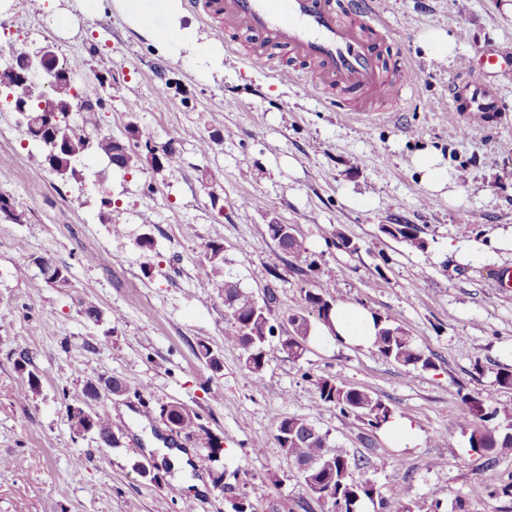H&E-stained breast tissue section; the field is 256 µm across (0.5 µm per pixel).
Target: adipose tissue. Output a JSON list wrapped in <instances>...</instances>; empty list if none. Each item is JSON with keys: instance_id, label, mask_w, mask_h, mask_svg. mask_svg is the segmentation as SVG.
<instances>
[{"instance_id": "1", "label": "adipose tissue", "mask_w": 512, "mask_h": 512, "mask_svg": "<svg viewBox=\"0 0 512 512\" xmlns=\"http://www.w3.org/2000/svg\"><path fill=\"white\" fill-rule=\"evenodd\" d=\"M56 33L64 38L74 36L78 16L108 8L116 11L125 24L155 42L163 55L171 60L206 58L220 64L223 50L219 44L203 40L197 30L184 24L186 14L182 0H50ZM160 17L161 28H154L148 17ZM330 330L343 343L364 349L372 348L376 327L370 312L362 307L340 302L330 315Z\"/></svg>"}]
</instances>
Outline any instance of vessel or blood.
<instances>
[{
  "mask_svg": "<svg viewBox=\"0 0 512 512\" xmlns=\"http://www.w3.org/2000/svg\"><path fill=\"white\" fill-rule=\"evenodd\" d=\"M206 17L220 18L225 33L259 35L248 56L277 75L292 73L270 57L272 45L285 47L296 63H314L322 85L340 89V111L350 103L365 107L403 99L413 77L403 57L385 69L379 46L386 40L370 0H186ZM454 111L488 122L503 109L497 90L483 82L461 79L448 89Z\"/></svg>",
  "mask_w": 512,
  "mask_h": 512,
  "instance_id": "vessel-or-blood-1",
  "label": "vessel or blood"
}]
</instances>
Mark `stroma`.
<instances>
[{
	"label": "stroma",
	"instance_id": "obj_1",
	"mask_svg": "<svg viewBox=\"0 0 512 512\" xmlns=\"http://www.w3.org/2000/svg\"><path fill=\"white\" fill-rule=\"evenodd\" d=\"M373 7L382 29L403 33L388 51L405 55L414 86L400 104L371 112L336 111L335 93L312 86L314 65L289 81L249 63L250 37H224L193 11L187 22L224 49L220 66L169 60L106 10L69 40L53 31L48 0H15L0 20L1 44H50L58 59L82 60L73 82L96 107L100 132L124 141L133 126L137 152L172 142L182 159L175 170L145 160L128 173L89 154L80 178L63 180L45 170L16 113L0 107V193L24 214L20 224L0 221V512H184L188 501L194 512H233L242 496L256 512H325L275 440L285 415L360 457L361 476L381 495L405 487L412 512H453L459 502L468 512H512V498L488 493L483 460L458 425L467 394L512 409V386L496 380L512 369V291L498 284L512 250L496 236L512 228V68L469 73L498 86L506 110L497 121L465 123L448 99L464 58L512 42V0ZM427 29L455 35V56L425 52ZM424 152L455 174L453 198L421 181L415 159ZM104 193L119 207L117 222L100 216ZM271 224L303 237L306 254L284 251L267 234ZM386 224L416 225L425 250L383 233ZM215 237L241 288L259 297L275 289L274 319L326 286L395 319L432 368L314 336L294 359L274 337L263 370L249 373L224 342V293L204 275ZM26 252L68 266L69 286H47L34 267L20 273ZM86 302L101 321L84 317ZM201 342L219 355V370L198 359ZM328 376L409 419L418 444L395 447L383 430L322 403L315 382ZM101 377L126 387L96 406L125 425L113 447L74 434L68 416L73 393ZM170 402L197 413L203 432H171L159 418ZM210 437L218 455L203 449ZM140 462L159 480L142 476Z\"/></svg>",
	"mask_w": 512,
	"mask_h": 512
}]
</instances>
